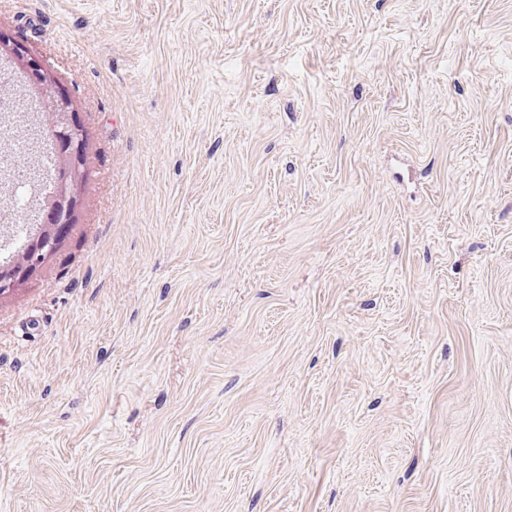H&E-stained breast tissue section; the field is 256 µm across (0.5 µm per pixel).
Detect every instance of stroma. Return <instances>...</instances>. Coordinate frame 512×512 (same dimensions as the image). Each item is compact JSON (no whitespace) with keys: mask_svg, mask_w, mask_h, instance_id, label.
<instances>
[{"mask_svg":"<svg viewBox=\"0 0 512 512\" xmlns=\"http://www.w3.org/2000/svg\"><path fill=\"white\" fill-rule=\"evenodd\" d=\"M89 137L0 298V512H512V0H0ZM64 240V237L56 232L54 226H45L39 237L29 247L23 263L12 265L6 271L2 269V275L9 277L11 282L5 284L7 288H2L3 292L0 293V297L8 295L10 289H13L17 283L29 279L41 270L50 258L60 250Z\"/></svg>","mask_w":512,"mask_h":512,"instance_id":"35a3bbf8","label":"stroma"}]
</instances>
